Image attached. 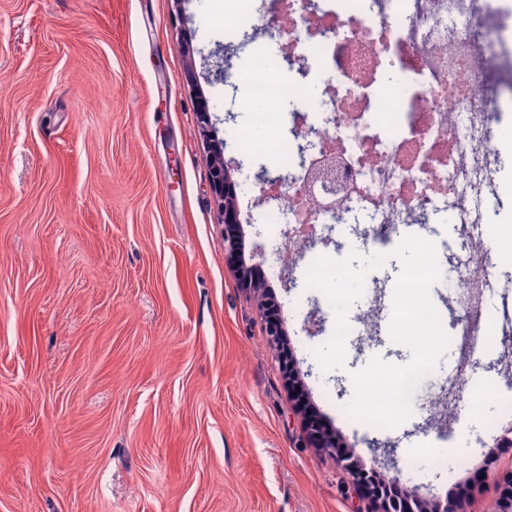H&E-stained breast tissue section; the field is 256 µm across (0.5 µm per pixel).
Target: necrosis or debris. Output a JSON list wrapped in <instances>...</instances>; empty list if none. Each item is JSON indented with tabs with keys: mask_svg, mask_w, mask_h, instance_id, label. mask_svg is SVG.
Instances as JSON below:
<instances>
[{
	"mask_svg": "<svg viewBox=\"0 0 512 512\" xmlns=\"http://www.w3.org/2000/svg\"><path fill=\"white\" fill-rule=\"evenodd\" d=\"M323 2H276L268 14L254 15L241 0H224L225 33L250 24L257 35L287 45V68L301 78L327 74L292 122L320 132L280 186L273 212L283 224L368 223L376 240L389 238L399 217L429 214L441 202L461 222L481 205L479 186L492 177V141L506 115L499 69L512 58V12L503 0H403L400 11L394 0H365V9L342 16L323 13ZM284 69L252 67L244 100L251 124L235 130V148L280 151L278 105L299 91ZM388 69L411 79L407 114L382 82ZM327 114L332 123L319 124ZM325 158L339 168L333 195L319 184L302 186L307 165ZM329 199L335 209H325ZM497 265L486 253L454 266L452 301L466 311L481 308Z\"/></svg>",
	"mask_w": 512,
	"mask_h": 512,
	"instance_id": "necrosis-or-debris-1",
	"label": "necrosis or debris"
}]
</instances>
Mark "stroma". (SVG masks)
Returning <instances> with one entry per match:
<instances>
[{"mask_svg": "<svg viewBox=\"0 0 512 512\" xmlns=\"http://www.w3.org/2000/svg\"><path fill=\"white\" fill-rule=\"evenodd\" d=\"M223 10L0 0V512H370L335 458L305 445L292 372L365 468L396 445L405 489L443 501L464 484L466 512H492L512 477V353L448 347L439 370L464 373L453 416L437 386L397 428L351 419L353 374L375 355L411 357L387 332L396 262L367 274L345 366L322 372L311 349L335 314L306 272L335 231L318 225L284 258L290 227L267 229L257 176L271 160L255 152L224 157L249 185L237 194L245 260L280 270L265 284L291 368L231 273L193 96L201 86L225 134L224 85L209 80ZM495 145L501 203L487 221L512 225V140ZM398 233L433 241L445 267L496 246L443 212Z\"/></svg>", "mask_w": 512, "mask_h": 512, "instance_id": "stroma-1", "label": "stroma"}]
</instances>
